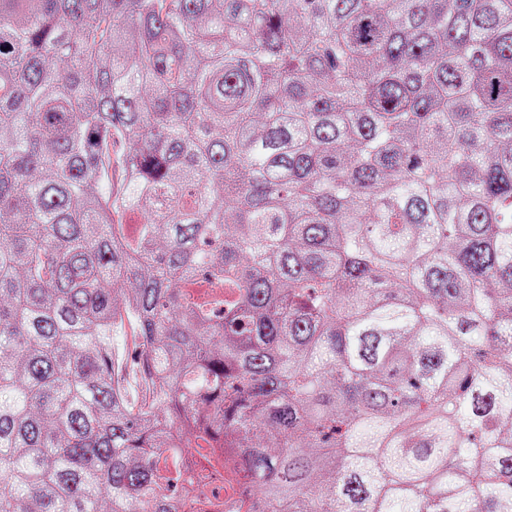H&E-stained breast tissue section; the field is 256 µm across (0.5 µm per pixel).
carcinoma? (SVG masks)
<instances>
[{"mask_svg":"<svg viewBox=\"0 0 512 512\" xmlns=\"http://www.w3.org/2000/svg\"><path fill=\"white\" fill-rule=\"evenodd\" d=\"M0 512H512V0H0Z\"/></svg>","mask_w":512,"mask_h":512,"instance_id":"cac0c4a2","label":"carcinoma"}]
</instances>
